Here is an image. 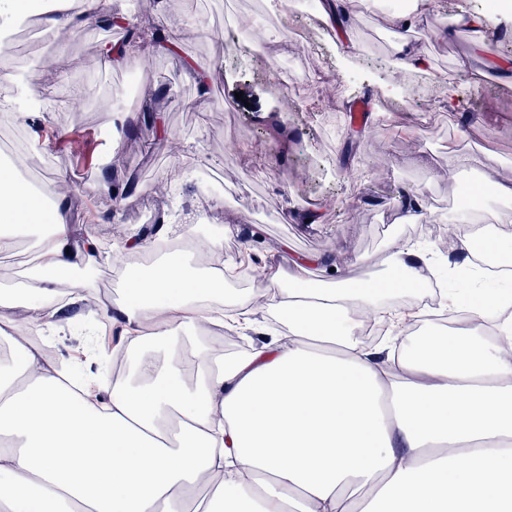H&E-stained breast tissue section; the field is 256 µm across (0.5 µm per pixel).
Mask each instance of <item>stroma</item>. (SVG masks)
<instances>
[{"label": "stroma", "instance_id": "obj_1", "mask_svg": "<svg viewBox=\"0 0 512 512\" xmlns=\"http://www.w3.org/2000/svg\"><path fill=\"white\" fill-rule=\"evenodd\" d=\"M462 4L482 11V0H432V20L415 34L429 65L400 76L391 65V0H360L352 33L322 28L315 53L294 57L307 72L327 66L332 84H313L306 98L291 101L275 90L258 52L228 30L232 19L250 17L263 25L268 45H279L274 0H130L150 61L132 121L98 106L126 101L130 68L107 66L98 55L99 44L121 42L124 29L95 23L72 38L11 40L0 76L43 83L54 126L90 141L99 163L88 175L65 152L46 146L36 153L39 180L75 185L65 200L73 252H83L90 234L102 254L69 272L85 280L86 295L98 296L100 311L87 309L86 296L62 297L58 326L42 335V347L68 361L86 350L84 325L104 319V306H121L125 294L124 272L105 254L155 219L172 240L223 238L228 264L247 251L271 272L285 253L314 256L309 282L316 287L332 285L340 270L354 282L392 277L385 258L397 240L467 266L468 255L443 248L439 233L455 223L482 162L512 179V69L475 61L471 29L434 35L435 20L455 17ZM166 26L185 55L212 63L207 97L175 58L152 49L155 30ZM215 29L224 31L222 42L209 39ZM467 59L471 69L460 71ZM452 83L459 90L453 98ZM368 99L390 105L351 127V110ZM352 136L360 148L351 158L345 146ZM418 194L429 219L403 221ZM344 199L350 207H341ZM474 210L482 218L469 227L474 240L512 223V200L488 195ZM115 224L124 238L110 237Z\"/></svg>", "mask_w": 512, "mask_h": 512}]
</instances>
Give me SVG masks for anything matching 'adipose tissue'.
<instances>
[{"mask_svg":"<svg viewBox=\"0 0 512 512\" xmlns=\"http://www.w3.org/2000/svg\"><path fill=\"white\" fill-rule=\"evenodd\" d=\"M39 14L51 39L129 21L116 0ZM423 18L393 15L395 69L425 67ZM34 228L22 293L0 290V512H512V314L492 291L467 310L493 341L459 330L372 349L355 334L381 312L378 289L343 272L311 287V260L288 255L263 295L287 336L219 355L183 335L249 324L252 304L221 300L223 242L209 238L208 274L173 257L127 279L126 374L76 392L11 315L52 327L60 273L95 261L96 244L70 252L64 203L44 208L1 159L0 252Z\"/></svg>","mask_w":512,"mask_h":512,"instance_id":"ef3b65f1","label":"adipose tissue"}]
</instances>
